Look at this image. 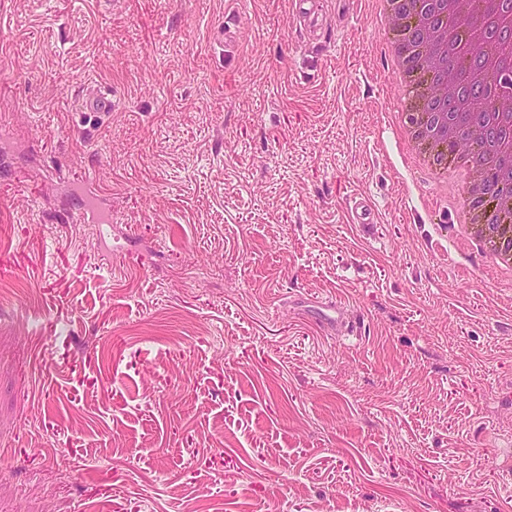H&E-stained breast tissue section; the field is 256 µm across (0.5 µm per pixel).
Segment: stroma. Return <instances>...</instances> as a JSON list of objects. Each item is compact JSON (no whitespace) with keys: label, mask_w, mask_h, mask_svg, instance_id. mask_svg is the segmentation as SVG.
<instances>
[{"label":"stroma","mask_w":512,"mask_h":512,"mask_svg":"<svg viewBox=\"0 0 512 512\" xmlns=\"http://www.w3.org/2000/svg\"><path fill=\"white\" fill-rule=\"evenodd\" d=\"M317 15L0 0V512H512V279L403 162L375 0ZM80 112H110L115 108L114 94L109 88H92L78 100ZM71 207L67 213V219L75 218L76 224H81V229H86L85 225L106 226L112 231V212L108 208L106 193L96 185L91 179L85 178L80 183V188L75 195ZM304 314L310 316L315 323L326 333L330 332H353V325L346 321L344 311L336 304V300L328 298L325 300H314L300 303Z\"/></svg>","instance_id":"obj_1"}]
</instances>
